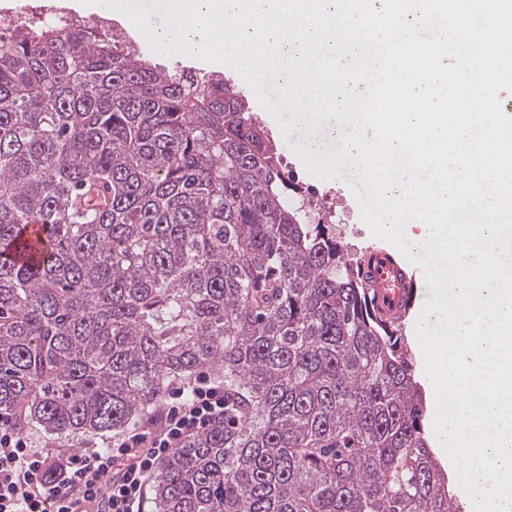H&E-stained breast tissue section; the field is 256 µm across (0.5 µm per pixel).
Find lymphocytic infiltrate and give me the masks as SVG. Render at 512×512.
I'll use <instances>...</instances> for the list:
<instances>
[{
    "label": "lymphocytic infiltrate",
    "instance_id": "lymphocytic-infiltrate-1",
    "mask_svg": "<svg viewBox=\"0 0 512 512\" xmlns=\"http://www.w3.org/2000/svg\"><path fill=\"white\" fill-rule=\"evenodd\" d=\"M162 430L136 428L103 445L50 454L0 415V512H143L148 478L189 436L224 415V393L201 375L169 394Z\"/></svg>",
    "mask_w": 512,
    "mask_h": 512
}]
</instances>
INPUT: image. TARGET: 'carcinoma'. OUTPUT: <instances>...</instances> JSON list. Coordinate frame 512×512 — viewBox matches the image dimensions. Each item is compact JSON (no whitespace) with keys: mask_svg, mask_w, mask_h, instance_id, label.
I'll use <instances>...</instances> for the list:
<instances>
[{"mask_svg":"<svg viewBox=\"0 0 512 512\" xmlns=\"http://www.w3.org/2000/svg\"><path fill=\"white\" fill-rule=\"evenodd\" d=\"M222 78L97 25L0 29V414L63 438L160 424L224 372V420L156 512H462L401 336ZM42 234L24 239V227Z\"/></svg>","mask_w":512,"mask_h":512,"instance_id":"carcinoma-1","label":"carcinoma"}]
</instances>
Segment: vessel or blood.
Here are the masks:
<instances>
[{
  "instance_id": "1",
  "label": "vessel or blood",
  "mask_w": 512,
  "mask_h": 512,
  "mask_svg": "<svg viewBox=\"0 0 512 512\" xmlns=\"http://www.w3.org/2000/svg\"><path fill=\"white\" fill-rule=\"evenodd\" d=\"M370 259L363 274L374 288L379 306L389 314L402 312L416 297L412 287L413 276L387 250H372Z\"/></svg>"
}]
</instances>
